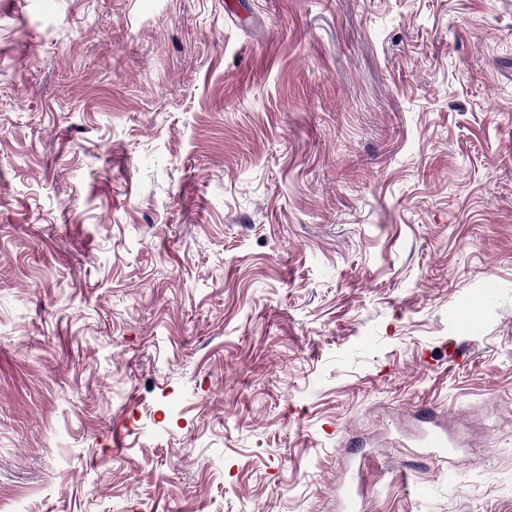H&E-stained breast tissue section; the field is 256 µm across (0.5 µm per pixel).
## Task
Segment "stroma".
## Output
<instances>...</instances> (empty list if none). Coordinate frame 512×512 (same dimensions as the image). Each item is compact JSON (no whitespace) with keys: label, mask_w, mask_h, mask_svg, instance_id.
Masks as SVG:
<instances>
[{"label":"stroma","mask_w":512,"mask_h":512,"mask_svg":"<svg viewBox=\"0 0 512 512\" xmlns=\"http://www.w3.org/2000/svg\"><path fill=\"white\" fill-rule=\"evenodd\" d=\"M349 490L512 512V0H0V512Z\"/></svg>","instance_id":"stroma-1"}]
</instances>
